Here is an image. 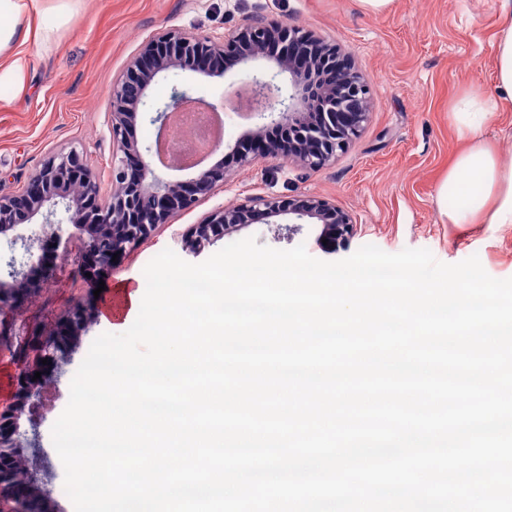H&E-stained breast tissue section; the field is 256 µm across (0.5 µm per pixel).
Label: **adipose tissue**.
<instances>
[{
	"label": "adipose tissue",
	"instance_id": "ef3b65f1",
	"mask_svg": "<svg viewBox=\"0 0 512 512\" xmlns=\"http://www.w3.org/2000/svg\"><path fill=\"white\" fill-rule=\"evenodd\" d=\"M35 2L0 0V81L22 83L26 59L16 45L47 37L31 24ZM492 48L494 92L469 89L451 109L458 133L467 141L438 190L440 215L452 224H512V157L484 138L496 112L512 102V24L500 27ZM452 197L460 200L459 208H449Z\"/></svg>",
	"mask_w": 512,
	"mask_h": 512
}]
</instances>
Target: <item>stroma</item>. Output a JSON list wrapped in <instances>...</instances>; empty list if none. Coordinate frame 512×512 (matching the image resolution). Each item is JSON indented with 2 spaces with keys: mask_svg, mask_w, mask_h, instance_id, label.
Wrapping results in <instances>:
<instances>
[{
  "mask_svg": "<svg viewBox=\"0 0 512 512\" xmlns=\"http://www.w3.org/2000/svg\"><path fill=\"white\" fill-rule=\"evenodd\" d=\"M55 0H38L36 20L51 28L50 41H29L22 48L27 60L22 84L0 83V194L20 191L29 175L50 156L77 148L86 152L102 194L112 189L111 89L127 62L155 32L163 28L223 32L249 20L302 24L349 57L372 88L369 120L360 136L324 167L301 168L267 157L240 167L232 147L253 118L229 110L227 104L245 87L249 75L267 69L257 61L214 80L184 71L158 77L150 108L168 102L173 91H189L221 111L224 138L220 148L204 158L202 168L223 164L228 177L223 188L157 226L134 250L101 273L87 277L73 259L81 249L72 225L53 230L34 216L25 233H39L34 260L21 246L0 238V270L9 261L24 263L35 291L25 313L0 312V325L10 333V345L0 351V411L15 410L17 379L22 370L55 377L42 389L33 411L20 413V434L38 428L41 446L52 443V427L66 407L70 382L92 342L108 326L101 320L98 285L114 290L144 281L148 262L164 249L183 254V235L211 210L261 194L288 199L299 195L336 201L357 224L349 243L335 253L324 252L319 228L302 225L287 236L278 226L294 216H278L217 237L203 252L211 257L224 246L248 237L258 244L287 250L305 245L321 260H342L371 244L387 253L425 248L446 264L478 256L484 270L497 279L512 278L511 224H451L441 219L437 191L466 143L452 120L451 106L471 84L492 88L494 56L491 43L498 28L511 17L498 0H392L381 14L365 11L359 0H73L66 24L57 25ZM89 315L85 325L66 339L68 361L53 375L38 352L41 336L66 331L75 304ZM63 468L40 459L30 475L43 493L44 512H74L64 488Z\"/></svg>",
  "mask_w": 512,
  "mask_h": 512,
  "instance_id": "stroma-1",
  "label": "stroma"
}]
</instances>
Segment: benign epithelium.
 <instances>
[{"instance_id": "benign-epithelium-1", "label": "benign epithelium", "mask_w": 512, "mask_h": 512, "mask_svg": "<svg viewBox=\"0 0 512 512\" xmlns=\"http://www.w3.org/2000/svg\"><path fill=\"white\" fill-rule=\"evenodd\" d=\"M258 60L273 64L265 78L256 74L248 80L251 115L269 118L241 135L249 149H239L240 167H248L260 158L282 157L301 167L319 168L329 163L356 139L369 117L371 90L351 66H336L335 48L310 31L288 24H269L255 20L223 33H189L179 28L164 29L148 38L130 61L125 73L112 87V194H100L98 177L87 154L72 148L49 157L28 178L17 194L0 196V236L13 234L26 254H32L35 239L17 233L29 218L44 213L45 227H53L55 208L64 206L68 223L85 238V250L77 258L86 266L92 257L97 272L112 266L113 255L123 256L138 245L160 224H168L179 212L188 210L209 197L224 184V167L202 170L187 182L163 180L145 155L152 147H140L130 137V127L148 105V91L158 75L189 70L208 78L223 79L235 67ZM289 75L288 95L280 94L276 78ZM194 101L204 109L216 108L183 92L156 109L151 122L157 135L168 132L169 118L185 102ZM288 133L284 148L263 139L268 127ZM293 214L321 225L318 240H327L325 248L335 251L346 246L354 235L351 215L336 202L317 196L280 200L251 195L239 204L212 210L192 226L186 250L200 255L212 238L228 234L254 220H269ZM8 279H0V310L24 312L21 299L30 289L21 287L22 272L9 264ZM42 357L60 367L65 357L58 353L56 338L47 335L40 344ZM23 405L39 395L27 374L18 378ZM20 440L11 413H0V500L9 497L11 512H41L38 499L20 495L27 484L26 460L20 456Z\"/></svg>"}]
</instances>
